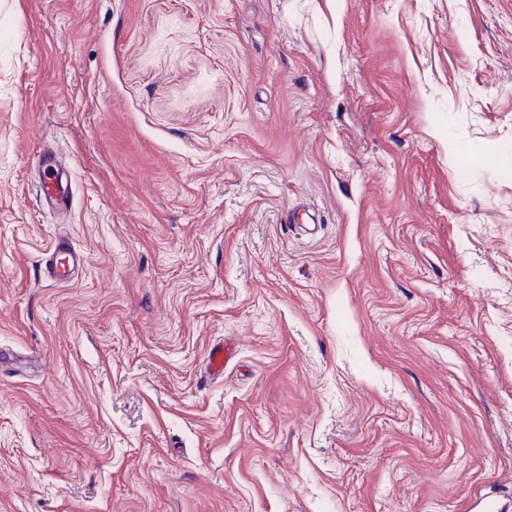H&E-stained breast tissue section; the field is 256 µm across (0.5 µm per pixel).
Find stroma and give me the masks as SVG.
I'll return each mask as SVG.
<instances>
[{"instance_id": "1", "label": "stroma", "mask_w": 512, "mask_h": 512, "mask_svg": "<svg viewBox=\"0 0 512 512\" xmlns=\"http://www.w3.org/2000/svg\"><path fill=\"white\" fill-rule=\"evenodd\" d=\"M0 512H512V0H0ZM43 179L41 181L45 203L59 210L68 209L71 204L69 185L58 177V161L51 152H42L37 156ZM83 254L78 251L68 238H56L50 253L44 258V277L49 280L61 279L67 275L71 268L83 264ZM232 348L224 345V342H217L211 346L206 360V368L210 375L221 376L224 374V365L231 357Z\"/></svg>"}]
</instances>
